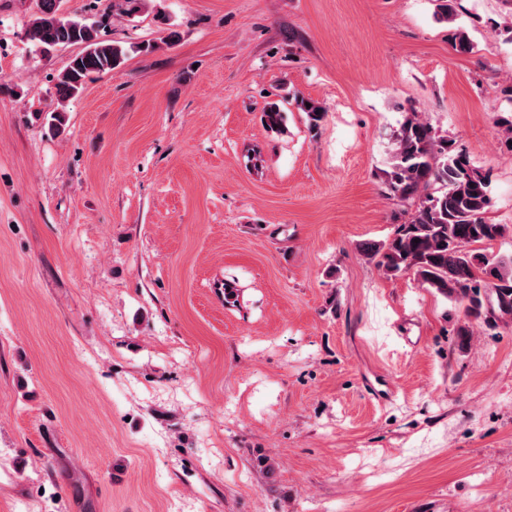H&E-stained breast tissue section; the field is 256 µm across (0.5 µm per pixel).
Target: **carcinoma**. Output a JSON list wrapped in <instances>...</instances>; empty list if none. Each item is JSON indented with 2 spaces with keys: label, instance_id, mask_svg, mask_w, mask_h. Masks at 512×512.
Here are the masks:
<instances>
[{
  "label": "carcinoma",
  "instance_id": "1",
  "mask_svg": "<svg viewBox=\"0 0 512 512\" xmlns=\"http://www.w3.org/2000/svg\"><path fill=\"white\" fill-rule=\"evenodd\" d=\"M435 2L434 18L448 27L453 49L473 52L467 32L457 25V0ZM61 4L62 0H38L26 37L47 55L61 45H84L57 77L56 97L62 104L83 90L91 74L118 67L126 50L100 39L96 24L65 14ZM290 103L306 114L312 129L324 118L322 103L296 95L266 104L262 122L267 130L286 132ZM390 157L385 187L410 212L392 236L360 245L366 260L387 276L411 272L438 294L467 301L468 314L476 318L483 309L480 289L488 288L496 295L499 312L512 315V257H492L482 249L506 233V225L485 217L491 203L489 174L474 167L465 153L413 108L394 136Z\"/></svg>",
  "mask_w": 512,
  "mask_h": 512
}]
</instances>
